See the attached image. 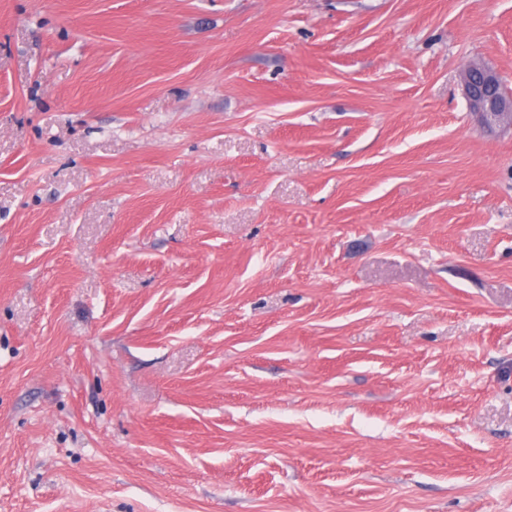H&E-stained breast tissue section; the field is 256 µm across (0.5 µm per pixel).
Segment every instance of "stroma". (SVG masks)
Instances as JSON below:
<instances>
[{
	"mask_svg": "<svg viewBox=\"0 0 512 512\" xmlns=\"http://www.w3.org/2000/svg\"><path fill=\"white\" fill-rule=\"evenodd\" d=\"M512 0H0V512H512ZM464 95L478 127L484 131L512 129V93L502 92V80L484 62H469L461 71Z\"/></svg>",
	"mask_w": 512,
	"mask_h": 512,
	"instance_id": "35a3bbf8",
	"label": "stroma"
}]
</instances>
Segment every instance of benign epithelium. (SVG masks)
<instances>
[{"label":"benign epithelium","mask_w":512,"mask_h":512,"mask_svg":"<svg viewBox=\"0 0 512 512\" xmlns=\"http://www.w3.org/2000/svg\"><path fill=\"white\" fill-rule=\"evenodd\" d=\"M464 95L478 127L512 129V93L501 91L502 80L484 62H470L461 71Z\"/></svg>","instance_id":"1"}]
</instances>
